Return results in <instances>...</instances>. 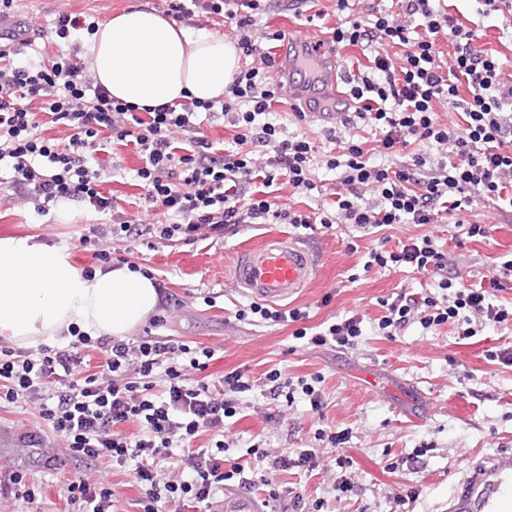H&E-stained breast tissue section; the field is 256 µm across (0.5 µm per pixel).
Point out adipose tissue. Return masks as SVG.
<instances>
[{
    "label": "adipose tissue",
    "instance_id": "ef3b65f1",
    "mask_svg": "<svg viewBox=\"0 0 512 512\" xmlns=\"http://www.w3.org/2000/svg\"><path fill=\"white\" fill-rule=\"evenodd\" d=\"M96 79L140 108L223 97L239 66L233 42L131 7L91 38ZM156 283L129 267L86 280L66 252L29 236L0 238V336L19 346L55 345L70 327L124 337L160 302Z\"/></svg>",
    "mask_w": 512,
    "mask_h": 512
}]
</instances>
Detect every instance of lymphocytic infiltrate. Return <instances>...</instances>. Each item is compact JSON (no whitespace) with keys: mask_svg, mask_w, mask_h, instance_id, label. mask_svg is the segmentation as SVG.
I'll use <instances>...</instances> for the list:
<instances>
[{"mask_svg":"<svg viewBox=\"0 0 512 512\" xmlns=\"http://www.w3.org/2000/svg\"><path fill=\"white\" fill-rule=\"evenodd\" d=\"M166 16L199 18L227 26L244 63L222 98L190 99L180 106L138 111L118 100L92 74L77 52L57 51L39 61H22L16 49L0 46V164L18 200L35 215L67 199L111 212L99 237L113 242L142 237L192 244L221 237L246 224L281 220L296 228L340 222L367 230L391 224H444L473 198L512 194V78L481 45L478 28L466 25L436 0H392L370 4L366 18L332 29L336 44H372L371 65L349 89L357 112L341 114L345 131L326 154L305 136L290 134L277 119L289 90L270 72L272 45L281 31L258 25L261 0H165ZM452 48L443 60L435 44ZM402 53H395V46ZM449 104L457 123L441 122L438 105ZM227 120L235 131L231 147L216 151L199 117ZM59 126L65 138L42 136ZM381 132L368 147L360 130ZM428 154L401 155L415 142ZM134 145L141 164L134 177L147 207L162 211L159 224H142L118 212L104 190L107 168L97 160L112 144ZM333 172L342 187L333 216L280 209L267 190L274 183L306 193L315 189L314 168ZM410 266L440 273L441 298L399 294L377 324L394 336L412 322L447 323L460 311L478 324L512 322V310L493 304L490 287L512 276V261L494 269L489 287L460 282L450 255L430 236L409 239L393 250H371L364 270ZM353 315L297 338L316 346L353 348L362 334ZM61 347L24 349L0 342V404L22 403L38 413L40 427L63 441L66 454L93 464L101 460L130 469L139 488L140 512H197L208 508L227 482L251 491L268 489L266 503L277 512H323V500L305 501L276 483L278 472L319 466L315 451L291 458L255 448L252 462L226 458L224 423L239 414L251 383L234 370L218 383L196 380L212 361L213 349L176 343L169 337L126 341L91 337L71 329ZM102 360L91 367L86 350ZM138 426L126 434L127 424ZM209 433L208 445L198 438ZM177 470H166L168 460ZM72 512H112L106 480H67Z\"/></svg>","mask_w":512,"mask_h":512,"instance_id":"obj_1","label":"lymphocytic infiltrate"}]
</instances>
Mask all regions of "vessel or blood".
<instances>
[{"label": "vessel or blood", "mask_w": 512, "mask_h": 512, "mask_svg": "<svg viewBox=\"0 0 512 512\" xmlns=\"http://www.w3.org/2000/svg\"><path fill=\"white\" fill-rule=\"evenodd\" d=\"M279 77L293 90L294 106L305 118L323 124L355 107L341 85L348 79L337 49L327 36L286 33ZM318 272L313 252L287 235L266 236L258 245L237 252L230 273L237 288L255 301L288 300L309 286Z\"/></svg>", "instance_id": "1"}]
</instances>
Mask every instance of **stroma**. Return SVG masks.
<instances>
[{
  "label": "stroma",
  "mask_w": 512,
  "mask_h": 512,
  "mask_svg": "<svg viewBox=\"0 0 512 512\" xmlns=\"http://www.w3.org/2000/svg\"><path fill=\"white\" fill-rule=\"evenodd\" d=\"M136 6L163 12V0H14L4 22L5 31L25 25L33 49L53 55L56 45L52 29L59 14H90L99 23ZM452 14L463 15L480 29L483 42L512 74V35L503 33L500 16L481 14L477 0H448ZM319 16L306 24L293 13L272 14L273 28H293L309 34H324L338 23L336 0H316ZM118 159L122 178L108 183L119 210L140 215V187L129 174L140 164L133 147L117 148L115 156H103V163ZM320 191L295 194L278 191L280 207L300 210L334 207L336 182L323 169H316ZM72 222H57L54 214L33 216L8 195H0V237L29 234L38 242L67 250L76 268L93 263V254L75 249L80 236L92 235L96 225L108 223L107 215L88 205H75ZM459 223L395 224L380 232L363 234L336 224L331 228L295 229L287 224H253L239 234L206 239L191 245L163 240L152 246L131 243L129 262L147 269L167 303L164 322H144L135 336L153 331L184 342H197L215 349L207 369L212 378L239 370L255 386L243 397L242 412L224 433L232 457L245 455L252 447L273 448L289 455L317 449L321 462L338 454L354 460L355 495L339 499L321 471L293 469L278 476L279 484L304 498L323 499L327 512H392V495L411 494L412 512H456L463 488L491 471L512 484V362L502 360L512 353V322L490 324L475 336L462 338L463 321L431 329L411 323L387 338L379 332L377 320L384 314L382 301L397 293H416L436 288L438 275H427L411 267L364 271L370 249H393L398 242L424 234L433 236L444 252L454 258L464 284L484 280L496 264L512 259V213L478 201L463 208ZM478 219L488 226L487 237L468 238L466 221ZM286 234L305 243L319 258V271L307 288L290 298L291 306L309 307L308 326L353 314L363 319V334L355 348L344 350L315 347L296 339V324L284 326L249 325L231 320L236 304L245 295L234 287L229 267L243 246L258 244L264 236ZM215 295V305L204 298ZM280 370L288 378L320 375L322 408L312 410L309 400L296 396L294 403L274 396L265 381L268 371ZM373 374L376 386L364 381ZM345 435L346 443L334 446L315 440L316 430ZM34 418L25 404L0 410V473L14 468L28 469L41 493L36 501L23 505V512H65L66 479L78 475L97 479L108 471L114 492L115 512H136L140 492L129 471L110 469L108 462L87 464L67 459L60 470H49L43 458L33 454L29 435ZM425 454L413 458L414 449Z\"/></svg>",
  "instance_id": "stroma-1"
}]
</instances>
